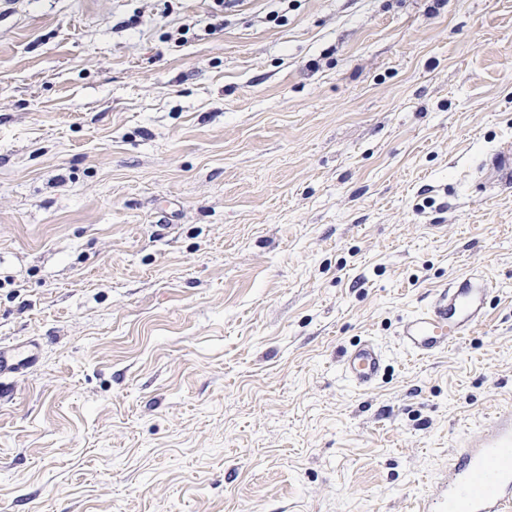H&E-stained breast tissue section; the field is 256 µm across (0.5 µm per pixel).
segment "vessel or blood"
Wrapping results in <instances>:
<instances>
[{
    "instance_id": "obj_1",
    "label": "vessel or blood",
    "mask_w": 512,
    "mask_h": 512,
    "mask_svg": "<svg viewBox=\"0 0 512 512\" xmlns=\"http://www.w3.org/2000/svg\"><path fill=\"white\" fill-rule=\"evenodd\" d=\"M495 288L491 279L471 269L433 289L431 298L408 313L397 336L404 351L430 359L460 344L485 325ZM38 339L0 344V379L29 373L40 361ZM387 357L366 338L347 348L343 377L355 389L373 388L383 377ZM418 512H512V406L487 415L460 438L448 462V475L420 503Z\"/></svg>"
}]
</instances>
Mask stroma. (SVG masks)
Listing matches in <instances>:
<instances>
[{
    "label": "stroma",
    "instance_id": "35a3bbf8",
    "mask_svg": "<svg viewBox=\"0 0 512 512\" xmlns=\"http://www.w3.org/2000/svg\"><path fill=\"white\" fill-rule=\"evenodd\" d=\"M508 146L512 0H0V512H415L512 404ZM495 292L493 281L474 268L433 289L430 300L408 313L398 327L404 351L430 359L460 344L486 324ZM42 345L37 338L0 344V379L28 374L40 361ZM386 368V353L382 346L371 338L359 340L347 348L340 364L343 377L360 391L373 388L383 377Z\"/></svg>",
    "mask_w": 512,
    "mask_h": 512
}]
</instances>
